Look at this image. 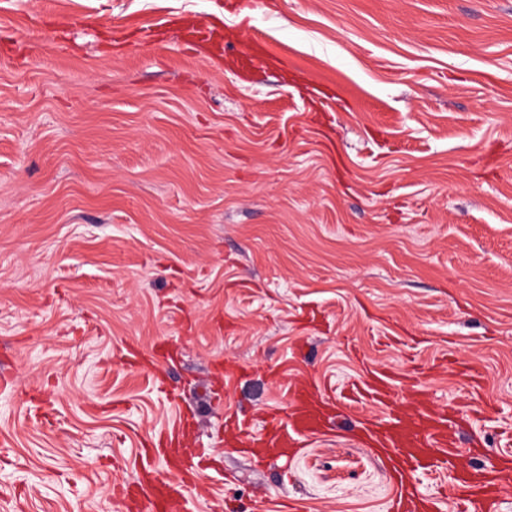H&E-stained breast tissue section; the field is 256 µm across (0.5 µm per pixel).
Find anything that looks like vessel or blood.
<instances>
[{
  "label": "vessel or blood",
  "instance_id": "1",
  "mask_svg": "<svg viewBox=\"0 0 512 512\" xmlns=\"http://www.w3.org/2000/svg\"><path fill=\"white\" fill-rule=\"evenodd\" d=\"M398 379L392 370L372 368L363 383L351 389L353 399L383 409L380 415L364 417L356 436L381 448L399 478L388 512H445L450 503L455 512H500L504 494L512 490V453L497 457L484 468L464 471L462 461L469 451L456 439L463 426L458 411L428 402L412 403L404 411L390 406L388 396ZM326 403L324 389L301 387L287 417L264 415V426L256 433L242 419L238 431L252 437L259 448L290 446L300 450L330 425ZM161 443L155 452L143 454L137 487L115 486L113 495L120 512H192L184 476L199 468L207 453L197 449L193 457L174 463V473L168 476L153 465L154 457L165 456L170 440L165 437ZM432 469L453 473L447 495L421 492L416 477Z\"/></svg>",
  "mask_w": 512,
  "mask_h": 512
}]
</instances>
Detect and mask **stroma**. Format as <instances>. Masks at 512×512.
<instances>
[{"mask_svg":"<svg viewBox=\"0 0 512 512\" xmlns=\"http://www.w3.org/2000/svg\"><path fill=\"white\" fill-rule=\"evenodd\" d=\"M370 366L512 450V0H0V512H117L187 422L194 512H387L379 406L226 439ZM327 399L325 389L299 387L294 395L293 409L286 419L266 414L262 430L253 433L249 418L244 416L238 421V431L253 439L255 447L259 448H285L288 444L298 450L307 448L310 440L332 423L324 412Z\"/></svg>","mask_w":512,"mask_h":512,"instance_id":"stroma-1","label":"stroma"}]
</instances>
